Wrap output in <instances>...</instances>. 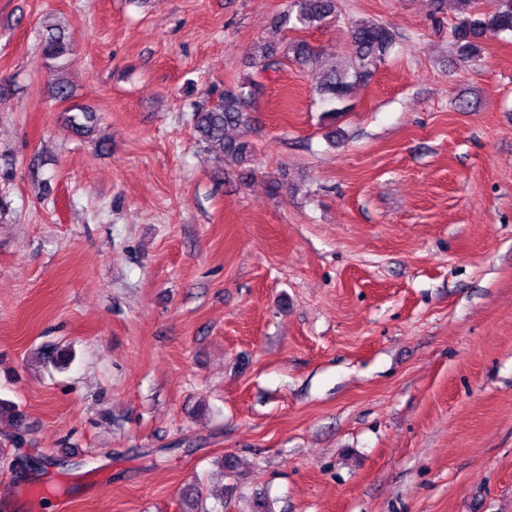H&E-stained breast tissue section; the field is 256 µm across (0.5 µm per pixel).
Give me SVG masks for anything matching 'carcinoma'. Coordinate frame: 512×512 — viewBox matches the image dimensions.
<instances>
[{
	"instance_id": "cac0c4a2",
	"label": "carcinoma",
	"mask_w": 512,
	"mask_h": 512,
	"mask_svg": "<svg viewBox=\"0 0 512 512\" xmlns=\"http://www.w3.org/2000/svg\"><path fill=\"white\" fill-rule=\"evenodd\" d=\"M495 7L481 11L477 0H455L458 23L452 29V42L461 60L476 65L482 60L485 41L504 32L512 33V0H494ZM336 21V0H289L288 9L276 17V23L287 31H300L322 27ZM353 63L346 70L334 67L322 72L317 83V94L321 102L343 103L355 85L366 81L382 63L396 43L397 34L387 24L363 21L356 24L350 33ZM72 40L65 30L55 24L47 29L44 40V69L47 85L54 98L65 101L71 95L64 80ZM319 52L303 39H293L280 46L259 45L256 47L253 64L260 72H276L284 62L293 60L306 66L316 61ZM260 84L245 80L224 89L219 100L210 108L194 114L195 128L200 141L207 147L219 151L239 165L243 179L252 177L253 148L241 137H231L229 132L248 127L254 117L248 112L249 104L259 94ZM71 128L80 134L93 131L92 111L78 109L69 120ZM73 360V352L59 347L44 353V361L57 370H63ZM0 423L10 431L0 441V465H10L7 448H21L27 444L28 429L22 410L14 402L0 399Z\"/></svg>"
}]
</instances>
